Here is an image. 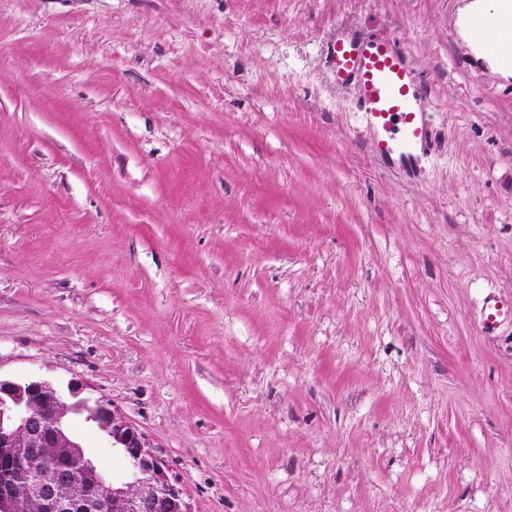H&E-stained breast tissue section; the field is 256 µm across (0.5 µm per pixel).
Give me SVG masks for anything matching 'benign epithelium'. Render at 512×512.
<instances>
[{"instance_id": "benign-epithelium-1", "label": "benign epithelium", "mask_w": 512, "mask_h": 512, "mask_svg": "<svg viewBox=\"0 0 512 512\" xmlns=\"http://www.w3.org/2000/svg\"><path fill=\"white\" fill-rule=\"evenodd\" d=\"M76 383L63 394L51 382L17 383L0 379V473L22 477L24 494L0 484V512H28L35 500L43 512H193L183 489L145 435L111 403L82 396ZM74 411L91 423L105 448H120L129 459L120 483L99 478L98 465L84 459V470L40 468L32 459L47 447L74 455L80 444L58 427L61 415ZM70 492H62V488Z\"/></svg>"}]
</instances>
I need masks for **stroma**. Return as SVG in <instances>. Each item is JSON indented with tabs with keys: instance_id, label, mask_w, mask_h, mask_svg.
<instances>
[{
	"instance_id": "stroma-1",
	"label": "stroma",
	"mask_w": 512,
	"mask_h": 512,
	"mask_svg": "<svg viewBox=\"0 0 512 512\" xmlns=\"http://www.w3.org/2000/svg\"><path fill=\"white\" fill-rule=\"evenodd\" d=\"M470 0H0V378L83 385L193 512H512V77ZM396 39L435 140L327 58ZM489 17H495L505 24L509 23L512 20V4L511 7L504 6L496 8L493 11L483 9L482 3L475 4L468 11L466 25L463 32L464 36L467 40L476 44L478 48L481 50L483 56L490 62H492L497 69L504 72L511 71L512 73V64L510 65L503 56V54L512 53V43H506L503 45V54H494L486 51L477 37L478 26L482 21ZM329 60L337 84L359 87L358 110L376 132L374 157L417 161L431 131L404 55L389 43L352 32L336 39ZM505 317H509L512 320V301L511 305H509L493 297L486 300L482 320L485 331L491 332L494 330L497 324Z\"/></svg>"
}]
</instances>
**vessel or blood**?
<instances>
[{"instance_id": "b4317fda", "label": "vessel or blood", "mask_w": 512, "mask_h": 512, "mask_svg": "<svg viewBox=\"0 0 512 512\" xmlns=\"http://www.w3.org/2000/svg\"><path fill=\"white\" fill-rule=\"evenodd\" d=\"M329 60L337 83L353 82L359 87L358 110L376 132L375 158L383 162L418 160L431 131L404 55L389 43L352 32L337 39ZM506 317L512 318V304L493 297L486 300L485 331L494 330Z\"/></svg>"}]
</instances>
